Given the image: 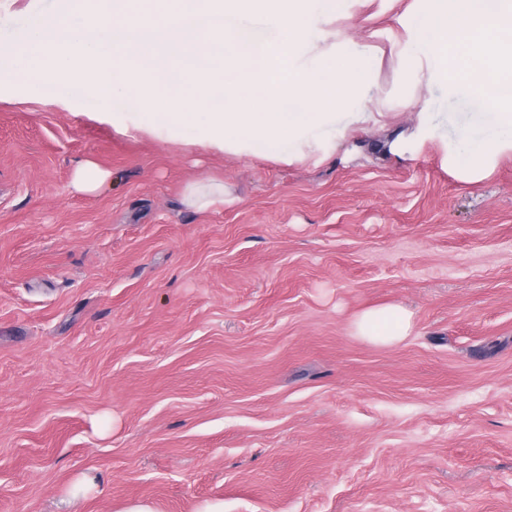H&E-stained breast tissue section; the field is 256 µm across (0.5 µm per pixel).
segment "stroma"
Returning a JSON list of instances; mask_svg holds the SVG:
<instances>
[{
	"label": "stroma",
	"mask_w": 512,
	"mask_h": 512,
	"mask_svg": "<svg viewBox=\"0 0 512 512\" xmlns=\"http://www.w3.org/2000/svg\"><path fill=\"white\" fill-rule=\"evenodd\" d=\"M432 4L350 0L335 26L374 52L380 115L320 162L0 82V512H512V150L449 166L485 110L409 74ZM70 7L0 0V48ZM88 159L112 178L82 193ZM207 178L231 203L187 209ZM390 304L410 336L356 335ZM358 336L368 341L394 345L409 336L412 329V314L401 305H386L361 313L354 321Z\"/></svg>",
	"instance_id": "35a3bbf8"
}]
</instances>
